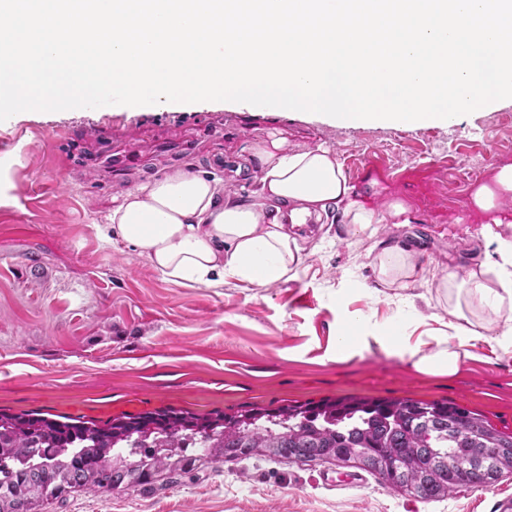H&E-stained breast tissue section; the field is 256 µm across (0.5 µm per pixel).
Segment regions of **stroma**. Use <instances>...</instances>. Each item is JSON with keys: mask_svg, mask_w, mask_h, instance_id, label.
Masks as SVG:
<instances>
[{"mask_svg": "<svg viewBox=\"0 0 512 512\" xmlns=\"http://www.w3.org/2000/svg\"><path fill=\"white\" fill-rule=\"evenodd\" d=\"M270 131L297 150L330 147L350 184L375 183L371 208L401 201L405 223L355 233L334 211L299 236L297 277L265 288L233 279L188 288L103 236L126 191L199 161L248 196L257 188L248 147ZM395 135L396 160L378 149ZM504 164H512V102L448 127L403 130L221 101L0 121V412L98 421L165 408L205 415L343 397L443 399L510 433L512 347L495 341L505 320L491 322L456 376L421 375L408 357L452 335L438 283L487 260L485 225L501 218L497 233L512 239V206L493 214L470 201ZM395 243L411 248L417 273L388 288L373 258ZM348 312L400 330L404 353L371 340L337 361ZM507 498L512 474L425 502L354 467L252 458L144 488L74 492L43 512H496Z\"/></svg>", "mask_w": 512, "mask_h": 512, "instance_id": "obj_1", "label": "stroma"}]
</instances>
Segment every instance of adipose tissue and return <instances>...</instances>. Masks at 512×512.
<instances>
[{
  "mask_svg": "<svg viewBox=\"0 0 512 512\" xmlns=\"http://www.w3.org/2000/svg\"><path fill=\"white\" fill-rule=\"evenodd\" d=\"M252 157L261 173L254 196L225 193L207 172L174 169L123 194L112 210L111 230L166 279L186 287L233 278L263 288L294 278L304 260L288 224L326 218L339 206L348 223L363 230L406 212L398 201L380 213L366 207L327 147L292 151L284 137L270 133L254 144ZM485 238L492 261L472 267L463 280L448 275L440 282L455 296L457 344L412 350L420 373L456 374L471 357L469 343L485 337V314L512 306V240L490 229ZM374 267L390 285L416 273L412 253L398 244L384 247Z\"/></svg>",
  "mask_w": 512,
  "mask_h": 512,
  "instance_id": "obj_1",
  "label": "adipose tissue"
}]
</instances>
